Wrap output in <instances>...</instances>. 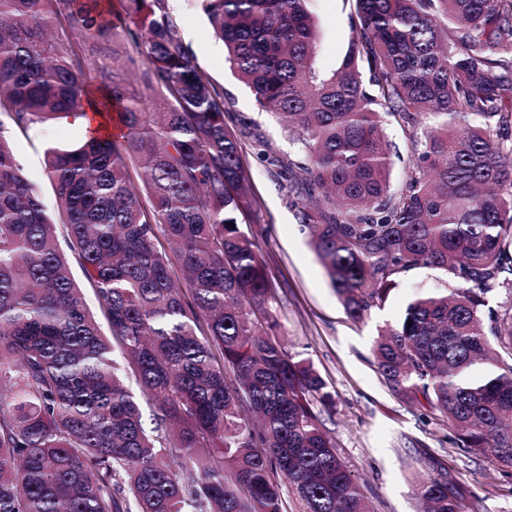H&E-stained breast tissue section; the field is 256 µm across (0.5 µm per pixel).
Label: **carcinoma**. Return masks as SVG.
Listing matches in <instances>:
<instances>
[{
    "instance_id": "carcinoma-1",
    "label": "carcinoma",
    "mask_w": 512,
    "mask_h": 512,
    "mask_svg": "<svg viewBox=\"0 0 512 512\" xmlns=\"http://www.w3.org/2000/svg\"><path fill=\"white\" fill-rule=\"evenodd\" d=\"M119 2L0 0L12 131L85 114L95 81L121 125L47 151L58 223L0 131V512H284L281 478L301 512H372L314 410L327 384L265 331L275 288L241 228L250 123L228 127L163 0ZM308 2L201 6L258 108L287 122L294 154L264 161L349 317L418 266L447 276L378 335L374 365L511 478L512 300L486 296L512 294V0H355L331 71ZM388 121L419 149L396 190ZM418 495L463 512L466 491L439 470Z\"/></svg>"
}]
</instances>
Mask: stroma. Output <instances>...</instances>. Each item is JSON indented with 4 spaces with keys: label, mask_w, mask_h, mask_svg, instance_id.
<instances>
[{
    "label": "stroma",
    "mask_w": 512,
    "mask_h": 512,
    "mask_svg": "<svg viewBox=\"0 0 512 512\" xmlns=\"http://www.w3.org/2000/svg\"><path fill=\"white\" fill-rule=\"evenodd\" d=\"M317 31L318 60L334 69L345 53L356 19L355 0H310ZM167 12L191 50L193 60L224 90L225 121L251 122L243 140L249 187L259 201L254 223L244 230L256 243L277 293L268 305L270 329L293 357L309 359L326 380L334 405L321 419L336 450L368 498L373 512H420L417 479L442 463L467 490L464 512H512V480L490 457L467 455L449 440L433 415L395 396L378 373L372 347L378 334L396 325L407 304L422 293L443 291L445 275L418 267L407 272L384 305L360 321L345 312L306 231L287 204L288 183L273 175L258 155V143L283 156L294 148L276 116L261 111L230 69L198 0H174ZM85 129L74 118L34 125L11 137L14 153L47 207L53 187L45 172L48 148L75 144Z\"/></svg>",
    "instance_id": "obj_1"
}]
</instances>
